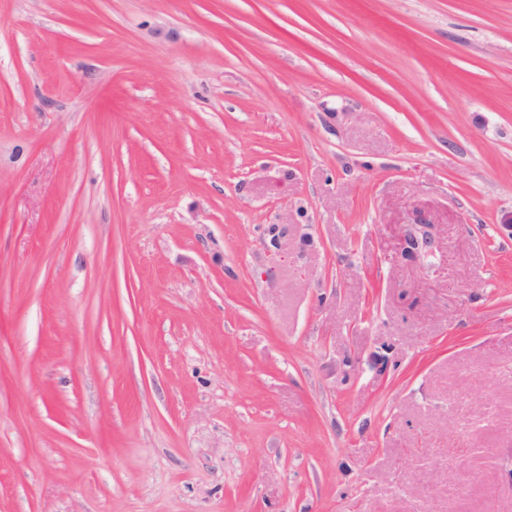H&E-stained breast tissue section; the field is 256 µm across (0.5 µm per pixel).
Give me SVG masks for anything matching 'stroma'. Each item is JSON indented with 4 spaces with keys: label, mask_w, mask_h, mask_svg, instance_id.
I'll use <instances>...</instances> for the list:
<instances>
[{
    "label": "stroma",
    "mask_w": 512,
    "mask_h": 512,
    "mask_svg": "<svg viewBox=\"0 0 512 512\" xmlns=\"http://www.w3.org/2000/svg\"><path fill=\"white\" fill-rule=\"evenodd\" d=\"M0 512H512V0H0Z\"/></svg>",
    "instance_id": "stroma-1"
}]
</instances>
